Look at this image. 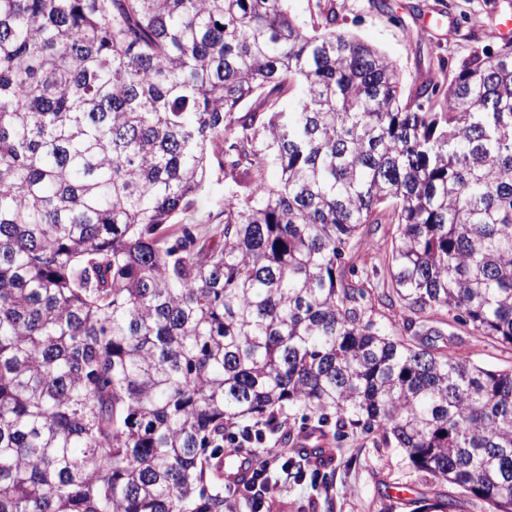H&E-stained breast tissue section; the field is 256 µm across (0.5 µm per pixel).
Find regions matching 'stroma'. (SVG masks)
<instances>
[{"label":"stroma","instance_id":"obj_1","mask_svg":"<svg viewBox=\"0 0 512 512\" xmlns=\"http://www.w3.org/2000/svg\"><path fill=\"white\" fill-rule=\"evenodd\" d=\"M288 8L308 28L335 9L337 30L384 53L407 97L439 63L452 72L473 55L498 50L502 40L492 31L512 19V0H288ZM449 490L426 482L402 449L378 448L352 433L316 481L288 482L278 495L288 512H413L415 501Z\"/></svg>","mask_w":512,"mask_h":512}]
</instances>
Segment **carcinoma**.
Wrapping results in <instances>:
<instances>
[{"label":"carcinoma","instance_id":"1","mask_svg":"<svg viewBox=\"0 0 512 512\" xmlns=\"http://www.w3.org/2000/svg\"><path fill=\"white\" fill-rule=\"evenodd\" d=\"M325 20L0 0V512H241L224 432L286 444L295 406L453 487L416 512H512V366L435 319L512 344V42L405 100ZM215 179L205 239L184 215ZM382 216L390 249L359 253ZM467 347L462 350L476 363L496 367L512 366V346L509 344L490 343L475 336H466Z\"/></svg>","mask_w":512,"mask_h":512}]
</instances>
